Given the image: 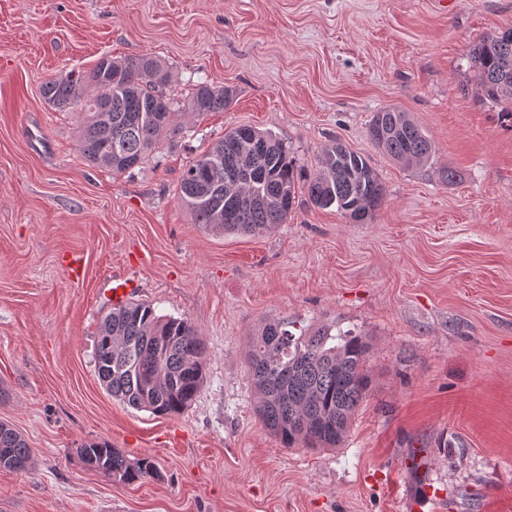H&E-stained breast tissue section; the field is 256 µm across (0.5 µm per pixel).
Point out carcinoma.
<instances>
[{
    "label": "carcinoma",
    "instance_id": "1",
    "mask_svg": "<svg viewBox=\"0 0 512 512\" xmlns=\"http://www.w3.org/2000/svg\"><path fill=\"white\" fill-rule=\"evenodd\" d=\"M471 81L484 99L512 119V26L474 44L466 54ZM171 71L151 56H102L88 73H66L41 85L44 100L59 109L81 104L78 141L83 157L116 174L145 164L165 143L183 134L181 112L198 118L233 104L235 91L208 82L193 85L183 105L168 92ZM367 134L389 158L428 162L433 140L408 113L387 107L374 113ZM301 180L288 147L267 132L238 125L193 158L183 171L178 202L194 223L232 234L273 232L288 223ZM319 209L336 207L352 224H364L383 205L385 185L369 160L335 140L324 145L318 169L305 184ZM286 319L263 324L253 337L247 366L256 413L285 448H335L349 431L371 378L368 342L352 330L330 327L295 334ZM205 344L189 321L161 316L130 301L99 322L94 365L112 396L157 416L182 413L205 380ZM79 455L104 476L133 484L157 475L154 460H129L106 440L85 443ZM32 449L0 423V470L24 471Z\"/></svg>",
    "mask_w": 512,
    "mask_h": 512
}]
</instances>
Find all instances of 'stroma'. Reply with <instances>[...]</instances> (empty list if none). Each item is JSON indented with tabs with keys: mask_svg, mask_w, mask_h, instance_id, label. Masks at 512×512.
I'll return each instance as SVG.
<instances>
[{
	"mask_svg": "<svg viewBox=\"0 0 512 512\" xmlns=\"http://www.w3.org/2000/svg\"><path fill=\"white\" fill-rule=\"evenodd\" d=\"M508 25L512 0H0V421L34 450L28 470H0V512H403L424 481L449 512H512V123L464 60ZM106 54L163 59L177 99L204 80L236 98L112 174L81 157L80 110L40 92ZM384 107L432 138L428 163L371 144ZM239 124L276 135L305 175L329 141L365 155L383 205L350 224L302 194L274 233L204 230L178 203L181 174ZM124 277L205 343L181 414L132 408L98 379ZM283 318L369 343L371 387L338 447H282L256 415L245 357ZM99 439L157 476L91 470L78 450ZM416 448L422 475L405 465Z\"/></svg>",
	"mask_w": 512,
	"mask_h": 512,
	"instance_id": "obj_1",
	"label": "stroma"
}]
</instances>
